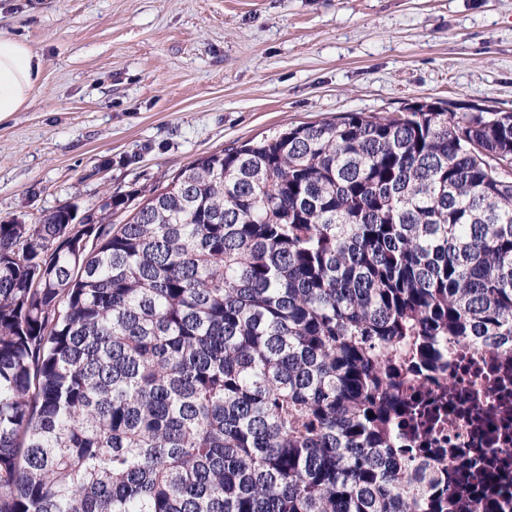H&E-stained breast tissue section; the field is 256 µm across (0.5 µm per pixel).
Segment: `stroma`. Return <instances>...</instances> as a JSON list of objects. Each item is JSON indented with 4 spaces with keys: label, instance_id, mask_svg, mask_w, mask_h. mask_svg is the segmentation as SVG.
Returning a JSON list of instances; mask_svg holds the SVG:
<instances>
[{
    "label": "stroma",
    "instance_id": "1",
    "mask_svg": "<svg viewBox=\"0 0 512 512\" xmlns=\"http://www.w3.org/2000/svg\"><path fill=\"white\" fill-rule=\"evenodd\" d=\"M43 67L0 121V220L161 184L290 125L512 111V0H0Z\"/></svg>",
    "mask_w": 512,
    "mask_h": 512
}]
</instances>
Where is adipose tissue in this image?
<instances>
[{
	"label": "adipose tissue",
	"mask_w": 512,
	"mask_h": 512,
	"mask_svg": "<svg viewBox=\"0 0 512 512\" xmlns=\"http://www.w3.org/2000/svg\"><path fill=\"white\" fill-rule=\"evenodd\" d=\"M42 66L41 58L26 43L0 35V120L23 108Z\"/></svg>",
	"instance_id": "ef3b65f1"
}]
</instances>
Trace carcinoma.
I'll return each mask as SVG.
<instances>
[{"label":"carcinoma","instance_id":"cac0c4a2","mask_svg":"<svg viewBox=\"0 0 512 512\" xmlns=\"http://www.w3.org/2000/svg\"><path fill=\"white\" fill-rule=\"evenodd\" d=\"M143 197L0 222V512H478L397 463V366L512 358V112H347Z\"/></svg>","mask_w":512,"mask_h":512}]
</instances>
